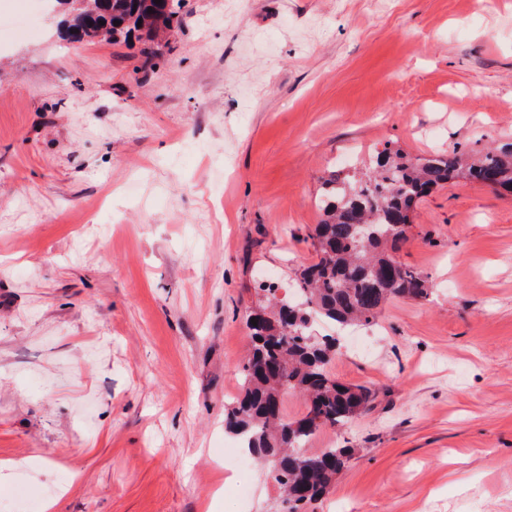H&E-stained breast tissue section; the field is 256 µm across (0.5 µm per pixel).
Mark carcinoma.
Masks as SVG:
<instances>
[{
    "label": "carcinoma",
    "mask_w": 512,
    "mask_h": 512,
    "mask_svg": "<svg viewBox=\"0 0 512 512\" xmlns=\"http://www.w3.org/2000/svg\"><path fill=\"white\" fill-rule=\"evenodd\" d=\"M164 7L154 0H112V20L119 25L107 34L119 43L142 32L153 44L170 27L161 17ZM457 179L491 182L493 190L512 193V142L475 155L452 150L415 161L385 149L370 172L330 176L312 234L317 260L296 274L305 306L270 291L266 304L254 309L243 395L224 409V427L262 464L294 512H309L351 459L349 448L309 450L311 438L356 420L375 397L367 386L336 380L329 369L336 338H317L313 324L372 325L390 299L426 293V281L397 253L422 198ZM290 392L306 402L305 412L292 419L283 413Z\"/></svg>",
    "instance_id": "cac0c4a2"
}]
</instances>
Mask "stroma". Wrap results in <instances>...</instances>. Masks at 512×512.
Returning <instances> with one entry per match:
<instances>
[{
	"mask_svg": "<svg viewBox=\"0 0 512 512\" xmlns=\"http://www.w3.org/2000/svg\"><path fill=\"white\" fill-rule=\"evenodd\" d=\"M181 0L74 42L55 0H0V502L29 512H275L224 408L264 279L292 294L329 174L377 151L512 141V0ZM430 286L347 330L332 373L376 397L315 512H512V196L418 205ZM163 2L165 0H162V4H156L154 0H112V10L107 9L111 3L107 2L106 9L101 10L107 16L112 13V30L106 32L111 36L106 39H112V43H119L132 37L136 32H144V43L154 44L165 36V29H171L167 22L168 18L161 17L165 7ZM149 8H152V12H148ZM114 21H119V25L114 26ZM138 21H141L140 27H137Z\"/></svg>",
	"mask_w": 512,
	"mask_h": 512,
	"instance_id": "stroma-1",
	"label": "stroma"
}]
</instances>
